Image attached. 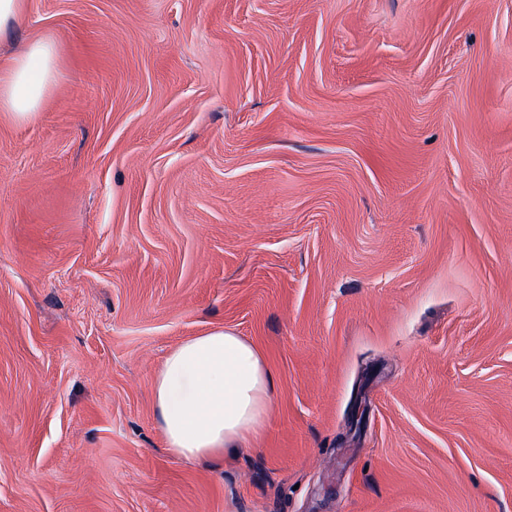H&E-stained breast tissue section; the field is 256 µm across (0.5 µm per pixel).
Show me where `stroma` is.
<instances>
[{
	"label": "stroma",
	"mask_w": 512,
	"mask_h": 512,
	"mask_svg": "<svg viewBox=\"0 0 512 512\" xmlns=\"http://www.w3.org/2000/svg\"><path fill=\"white\" fill-rule=\"evenodd\" d=\"M0 512H512V0H27L0 67ZM242 336L264 433L154 377ZM57 49L49 40L31 41L24 53L11 59L0 77V117L32 120L56 79ZM273 375L261 353L216 329L169 352L154 379L158 424L178 458L212 461L265 429Z\"/></svg>",
	"instance_id": "obj_1"
}]
</instances>
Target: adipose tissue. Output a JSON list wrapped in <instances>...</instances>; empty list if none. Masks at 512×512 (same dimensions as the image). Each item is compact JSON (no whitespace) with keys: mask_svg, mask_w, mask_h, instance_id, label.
Returning a JSON list of instances; mask_svg holds the SVG:
<instances>
[{"mask_svg":"<svg viewBox=\"0 0 512 512\" xmlns=\"http://www.w3.org/2000/svg\"><path fill=\"white\" fill-rule=\"evenodd\" d=\"M51 41L29 43L0 76V117L27 122L56 79ZM273 375L261 353L235 333L216 329L167 355L154 379L158 424L169 451L212 461L261 435L273 399Z\"/></svg>","mask_w":512,"mask_h":512,"instance_id":"adipose-tissue-1","label":"adipose tissue"}]
</instances>
